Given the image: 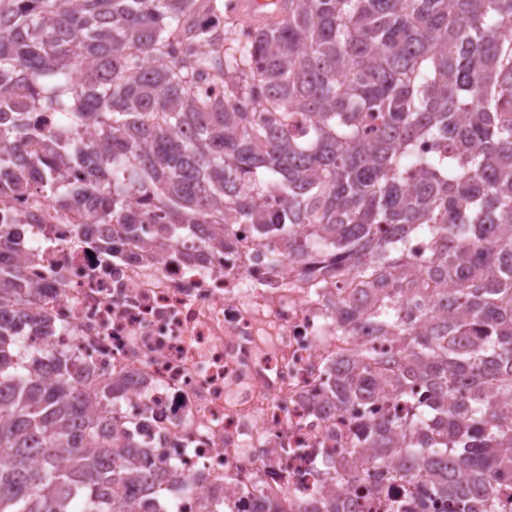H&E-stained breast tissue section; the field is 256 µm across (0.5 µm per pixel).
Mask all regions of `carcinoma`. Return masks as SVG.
Segmentation results:
<instances>
[{
    "label": "carcinoma",
    "instance_id": "cac0c4a2",
    "mask_svg": "<svg viewBox=\"0 0 512 512\" xmlns=\"http://www.w3.org/2000/svg\"><path fill=\"white\" fill-rule=\"evenodd\" d=\"M263 7L272 21L243 41L212 0H0V185H20V160L60 204L104 196L97 224L143 191L169 214L167 236L251 224L263 246L336 253L369 287L372 267H405L408 235L427 225L453 314L419 332L376 296L372 313L401 322L406 346L385 371L367 353L340 394L394 380L408 414L369 426L363 446L380 464L444 463L388 512H426L433 497L499 512L512 504V0ZM15 79L58 114L44 157L9 152L39 134L28 104L6 102ZM424 139L435 151L407 167ZM62 155L89 167L84 184L60 174ZM273 192L283 208L265 213ZM23 288L21 265L0 260V293L21 305ZM27 323L0 311V512H146L131 480L141 452L92 412L68 358L8 334ZM417 387L439 406L419 407Z\"/></svg>",
    "mask_w": 512,
    "mask_h": 512
}]
</instances>
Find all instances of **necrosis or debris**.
<instances>
[{
  "mask_svg": "<svg viewBox=\"0 0 512 512\" xmlns=\"http://www.w3.org/2000/svg\"><path fill=\"white\" fill-rule=\"evenodd\" d=\"M100 207L62 206L34 185L2 193L0 225L19 232L0 248L53 328L28 331L29 344L69 357L72 378L143 446V472L169 489L156 512H313L333 493L344 512H383L403 500L406 457L381 466L361 447L363 426L403 401L382 388L341 407L334 395L338 370L403 347L386 319L341 320L365 299L360 279L329 254L258 246L248 224L226 225L220 246L196 231L169 238L144 193L127 204L132 224L93 223ZM407 250L414 286L386 274L383 290L419 324L446 300L426 233Z\"/></svg>",
  "mask_w": 512,
  "mask_h": 512,
  "instance_id": "necrosis-or-debris-1",
  "label": "necrosis or debris"
}]
</instances>
